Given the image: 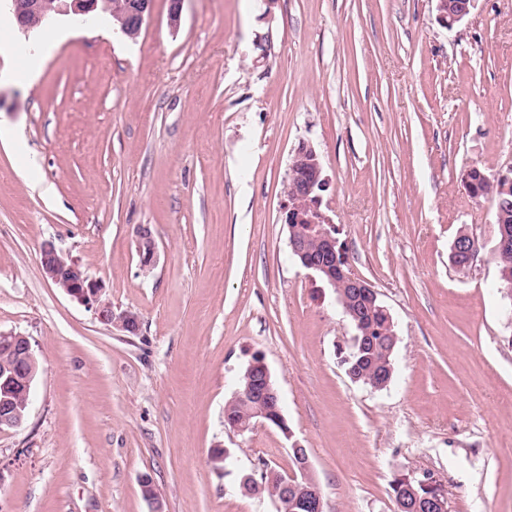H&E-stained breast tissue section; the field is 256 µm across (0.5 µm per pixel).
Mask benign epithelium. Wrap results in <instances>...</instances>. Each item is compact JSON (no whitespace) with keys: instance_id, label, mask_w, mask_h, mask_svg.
Listing matches in <instances>:
<instances>
[{"instance_id":"benign-epithelium-1","label":"benign epithelium","mask_w":512,"mask_h":512,"mask_svg":"<svg viewBox=\"0 0 512 512\" xmlns=\"http://www.w3.org/2000/svg\"><path fill=\"white\" fill-rule=\"evenodd\" d=\"M12 15L23 31H30L39 25L48 15L85 16L97 10L110 8L108 0H54L52 9H47L45 0H8ZM153 0H124L119 8L112 10L120 22V32L131 35L140 32L145 19L150 15ZM475 7V0H436L438 20L447 28L464 23ZM298 166L307 168V176L303 181L290 175L284 193L286 200L281 208L282 221L285 224H305L306 232L322 243L323 259H311L307 256L305 240L291 235L289 244L292 253L303 267L315 272L331 287L343 282L353 288H365L373 300H378L377 291L365 280L356 276L352 270L343 266L338 260L342 252L336 237V225L322 210L323 193L330 186L329 179L324 175L323 167L316 150L309 144H302L294 153L290 168ZM471 236L462 233L455 238L450 259L459 260L460 252L466 250L470 255L468 261L459 263V268L472 267L479 249L470 246ZM138 253L140 264L149 269L156 263L157 251L151 231L147 227L138 229ZM41 267L46 278L64 293L93 309L98 320L105 325H114L128 334L139 329V318L131 311L115 314L112 303L102 298V287L88 278L80 264L67 254L59 251L51 242L42 246ZM7 352L22 361V368L6 359L0 364V430L14 428L22 424L24 410L31 403L30 393L37 375L38 362L28 337L16 333H0ZM245 377L248 381L247 392L257 401L256 420L236 428L245 433L257 425L272 424L285 428L280 408V396L271 383V373L261 358L253 359L247 366ZM297 456V470L292 474L280 476L279 493L283 497L293 495L292 506L301 512H323V501L320 494L310 497L303 485L311 483L309 476L308 456L300 445L292 446ZM426 490L419 495L417 488ZM403 496L415 501L419 512H448V498L440 484L433 476L426 474L422 479H403Z\"/></svg>"}]
</instances>
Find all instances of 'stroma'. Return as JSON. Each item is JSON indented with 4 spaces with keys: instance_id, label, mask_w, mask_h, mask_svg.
<instances>
[{
    "instance_id": "stroma-1",
    "label": "stroma",
    "mask_w": 512,
    "mask_h": 512,
    "mask_svg": "<svg viewBox=\"0 0 512 512\" xmlns=\"http://www.w3.org/2000/svg\"><path fill=\"white\" fill-rule=\"evenodd\" d=\"M169 12L154 0L129 40L99 11L25 34L0 8L21 50L0 51V332L38 360L26 419L0 430V512H151L144 474L163 512H279L239 481L292 473L296 444L325 512H398L394 481L426 473L449 512H512V319L494 205L465 186L471 165L512 168V0L452 29L436 0ZM304 142L350 269L395 322L382 390L348 377L354 327L291 253L280 208ZM462 231L482 245L471 270L449 261ZM47 241L137 335L44 276ZM256 358L286 426L239 435L224 406ZM138 253L140 264L144 269H149L156 263L157 251L155 241L148 227L138 229Z\"/></svg>"
}]
</instances>
